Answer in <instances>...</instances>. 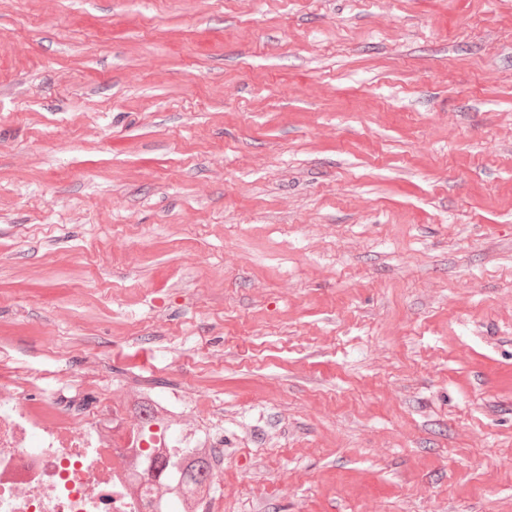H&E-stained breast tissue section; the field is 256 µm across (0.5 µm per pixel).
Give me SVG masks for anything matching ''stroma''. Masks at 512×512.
Listing matches in <instances>:
<instances>
[{
	"mask_svg": "<svg viewBox=\"0 0 512 512\" xmlns=\"http://www.w3.org/2000/svg\"><path fill=\"white\" fill-rule=\"evenodd\" d=\"M65 366L224 512H512V0H0V382Z\"/></svg>",
	"mask_w": 512,
	"mask_h": 512,
	"instance_id": "obj_1",
	"label": "stroma"
}]
</instances>
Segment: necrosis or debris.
<instances>
[{
	"label": "necrosis or debris",
	"instance_id": "1",
	"mask_svg": "<svg viewBox=\"0 0 512 512\" xmlns=\"http://www.w3.org/2000/svg\"><path fill=\"white\" fill-rule=\"evenodd\" d=\"M201 444L221 440L100 397L77 412L40 415L16 387L0 384V512H149L165 487L178 485L147 478L154 457L184 467Z\"/></svg>",
	"mask_w": 512,
	"mask_h": 512
}]
</instances>
